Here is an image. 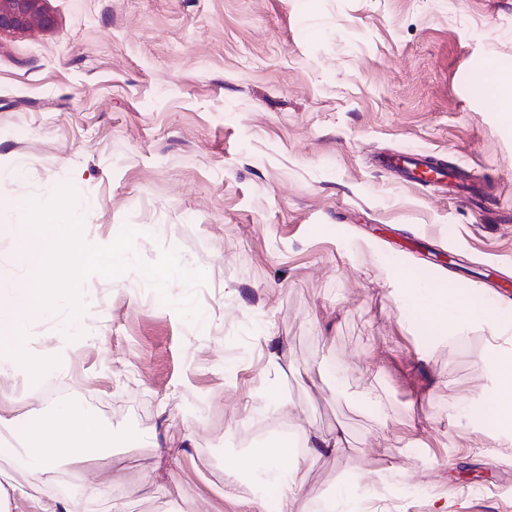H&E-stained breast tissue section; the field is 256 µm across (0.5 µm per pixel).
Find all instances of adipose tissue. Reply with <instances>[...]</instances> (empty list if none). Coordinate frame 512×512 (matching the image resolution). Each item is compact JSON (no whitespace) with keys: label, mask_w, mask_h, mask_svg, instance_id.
Here are the masks:
<instances>
[{"label":"adipose tissue","mask_w":512,"mask_h":512,"mask_svg":"<svg viewBox=\"0 0 512 512\" xmlns=\"http://www.w3.org/2000/svg\"><path fill=\"white\" fill-rule=\"evenodd\" d=\"M404 291L412 297L424 316L440 325L443 334H451L465 325H491L493 311L474 304L460 295H448L405 281ZM496 390L493 408L502 427L512 426V358L491 360ZM112 445V436L84 414L62 404L47 416L27 418L0 411V456L18 463L27 472L50 475L58 471L60 461L81 468L97 448ZM276 490L277 512H307L295 482L278 473L280 461L288 456V443L276 441L263 451Z\"/></svg>","instance_id":"adipose-tissue-1"}]
</instances>
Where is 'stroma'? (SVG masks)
Wrapping results in <instances>:
<instances>
[{"label": "stroma", "instance_id": "obj_1", "mask_svg": "<svg viewBox=\"0 0 512 512\" xmlns=\"http://www.w3.org/2000/svg\"><path fill=\"white\" fill-rule=\"evenodd\" d=\"M45 32L0 38V225L70 186L82 238L138 230L146 263L176 250L207 275L197 319L143 273L88 278L90 335L37 385L0 375L22 416L64 401L111 430L112 458L12 473L34 500L110 485L124 512H276L243 452L307 427L342 452L282 464L311 512L340 486L354 512H512V432L489 411L512 355V0H46ZM422 150L484 182L478 200L407 186L378 155ZM493 301L496 328L440 339L399 273ZM281 401L271 404L267 397ZM158 433L179 449L165 488ZM264 509H257L255 496Z\"/></svg>", "mask_w": 512, "mask_h": 512}]
</instances>
